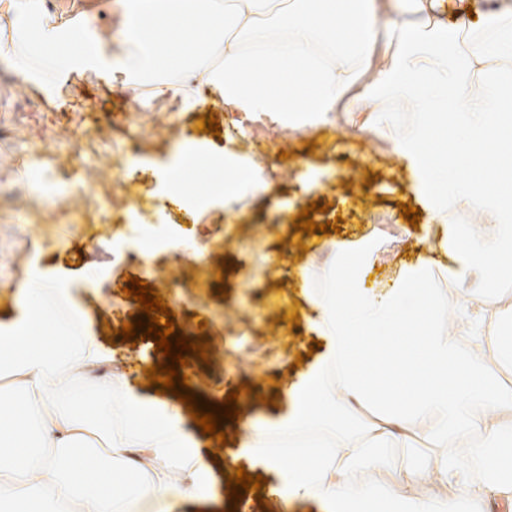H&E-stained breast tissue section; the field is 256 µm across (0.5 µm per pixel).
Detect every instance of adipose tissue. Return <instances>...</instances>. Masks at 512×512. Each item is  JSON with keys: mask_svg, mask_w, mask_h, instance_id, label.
Returning a JSON list of instances; mask_svg holds the SVG:
<instances>
[{"mask_svg": "<svg viewBox=\"0 0 512 512\" xmlns=\"http://www.w3.org/2000/svg\"><path fill=\"white\" fill-rule=\"evenodd\" d=\"M137 17L136 35L106 37L96 48L73 44L74 67L120 68L148 90L212 91V108L261 113L289 130L315 125L331 112H372L370 130L391 142L412 176V189L433 216L432 241L418 260L399 264L388 286L370 288L367 270L380 240L331 245L330 263L298 267L296 248L273 257L285 275L308 284L302 312L320 349L296 374L266 385L289 409L257 427L225 422L240 460L274 474L277 512L294 500L327 512H445L439 500L372 492L362 473L388 465L410 447L423 421L432 454L411 457L414 480L465 495L471 512L512 505V393L490 365L512 352V328L486 314L479 296L448 299L444 283L479 272L487 282L512 277V158L489 173L464 171L465 190L448 196L444 157H473L489 143H512V0L469 17L452 0H407L408 21L382 25L396 0H114ZM204 33L193 51L171 36ZM63 35L39 27L40 49L8 35L0 50L21 55L23 81L51 73ZM448 104L436 110L435 97ZM468 135H448L449 119ZM224 198L267 190L263 164L227 158ZM481 208L499 232L477 244L449 222L451 211ZM67 283L22 290L17 316L0 326V512H163L175 480L209 497L223 446L190 433L176 399L152 401L120 379L90 399L86 377L111 352L85 330ZM371 408L367 433L354 427ZM497 491L467 487L449 449L479 452Z\"/></svg>", "mask_w": 512, "mask_h": 512, "instance_id": "ef3b65f1", "label": "adipose tissue"}]
</instances>
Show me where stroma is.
Wrapping results in <instances>:
<instances>
[{
    "label": "stroma",
    "mask_w": 512,
    "mask_h": 512,
    "mask_svg": "<svg viewBox=\"0 0 512 512\" xmlns=\"http://www.w3.org/2000/svg\"><path fill=\"white\" fill-rule=\"evenodd\" d=\"M110 0H0L13 30L48 18L82 27L87 40L102 39L122 28V16ZM208 89L191 95L131 90L120 75L103 77L61 65L51 76L29 83L0 78V164L11 178L0 185V253L22 252L21 265H0V288H21L33 273L64 279L73 286L87 330L108 339L113 359L133 364L150 343L121 340L118 331L140 317L138 303L126 296L128 277L153 283V271H178L204 245L206 268L233 265L224 277L225 293L185 284L167 303L189 338L214 340L203 371L220 401L242 384L273 381L295 369L311 343L306 323L286 325L290 342L271 339L276 313L268 296L283 279L271 266L303 206L304 184L319 186L315 223L339 221L340 239L357 235L383 241L371 286L389 283L394 260L417 255L430 233V216L418 225L401 215V204L414 203L407 173L397 166L388 141L351 131L345 117L329 114L304 136L282 135L255 143L238 131L231 113L215 118L219 134L200 130L208 112ZM79 145L74 166L35 174L30 149L45 156L67 155ZM240 151L263 158L270 191L266 204L226 208L213 185L224 181V154ZM122 172L111 192H98L95 206L70 209L67 199L86 185L87 171ZM361 172L373 181L344 186L333 173ZM112 224L114 237L88 243L90 225ZM158 240L150 267L130 261L120 240L135 235Z\"/></svg>",
    "instance_id": "stroma-1"
}]
</instances>
